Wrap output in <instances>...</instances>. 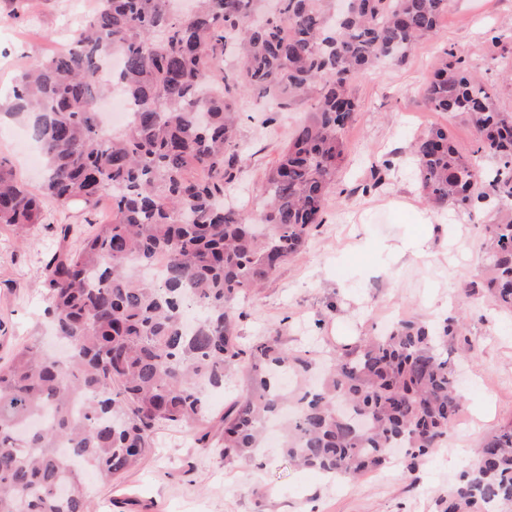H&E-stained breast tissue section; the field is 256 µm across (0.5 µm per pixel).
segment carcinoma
<instances>
[{
  "mask_svg": "<svg viewBox=\"0 0 512 512\" xmlns=\"http://www.w3.org/2000/svg\"><path fill=\"white\" fill-rule=\"evenodd\" d=\"M448 0H98L71 46L29 64L0 112L27 122L44 160L34 193L0 157V224L25 237L43 203L112 219L60 248L43 268L49 319L68 347L39 341L0 366V512H91L88 472L108 481L139 466L161 427L211 422L206 387L250 373L219 416L226 464L251 463L268 421L291 406L280 453L289 464L353 480L390 464L410 471L449 439L462 398L445 351L462 333L467 303L437 326L395 322L336 354L311 384L315 361L278 339L238 347L237 301L261 288L323 222L353 120V83L381 59L397 63L436 36ZM232 50V61L226 50ZM121 57L112 83L97 72ZM117 85L135 107L121 133L103 129L97 103ZM318 94L262 186L257 213L224 206L242 172L238 106L285 112ZM434 112H461L477 148L459 152L433 127L412 145L427 204L468 210L481 153L503 161L489 186L512 197V114L491 87L443 59L425 89ZM485 283L512 309V221L486 227ZM167 256L159 280L139 267ZM443 512H512V424L488 435L462 469Z\"/></svg>",
  "mask_w": 512,
  "mask_h": 512,
  "instance_id": "obj_1",
  "label": "carcinoma"
}]
</instances>
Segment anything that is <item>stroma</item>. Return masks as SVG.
<instances>
[{"label": "stroma", "mask_w": 512, "mask_h": 512, "mask_svg": "<svg viewBox=\"0 0 512 512\" xmlns=\"http://www.w3.org/2000/svg\"><path fill=\"white\" fill-rule=\"evenodd\" d=\"M96 0H0V98L8 99L21 71L68 41ZM452 52L491 85L496 106L512 113V0H450L434 40L415 46L399 64L361 72L354 83L357 112L344 133L348 155L336 188L300 254L239 302L236 334L249 349L263 336L279 337L289 351L316 360L334 357L362 337L387 327V319H434L435 306L470 298L464 336L472 347L461 365L467 425L447 447L408 471L398 462L342 484L293 469L276 449L261 462L228 465L184 430L162 428L152 449L123 478L93 481L94 512H440L438 501L491 431L512 422V311L490 307L480 288L484 227L512 220V200L502 191L470 210L430 209L411 167L410 146L431 127L447 128L462 153L477 135L467 114L431 111L424 89L445 52ZM309 103L266 115L253 98L240 103L239 149L245 170L224 193L226 205L246 212L261 206V186ZM23 122L0 117V156L17 177L37 189L16 135ZM381 182H374V173ZM448 227V253L425 262L393 252L421 220ZM77 206L44 203V219L21 242L0 226V365L15 348L51 333L43 314V265L61 241L62 224H85Z\"/></svg>", "instance_id": "35a3bbf8"}]
</instances>
